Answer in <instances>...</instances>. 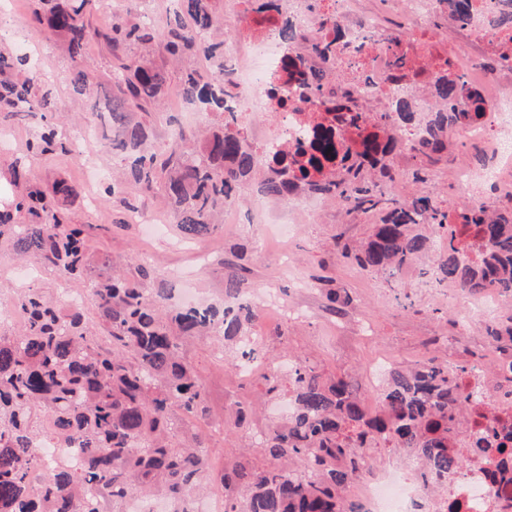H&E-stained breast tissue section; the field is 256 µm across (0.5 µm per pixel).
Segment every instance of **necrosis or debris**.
Instances as JSON below:
<instances>
[{
    "instance_id": "1",
    "label": "necrosis or debris",
    "mask_w": 512,
    "mask_h": 512,
    "mask_svg": "<svg viewBox=\"0 0 512 512\" xmlns=\"http://www.w3.org/2000/svg\"><path fill=\"white\" fill-rule=\"evenodd\" d=\"M382 2L401 18L400 35L386 33L381 14L363 10L360 0H320L316 11L309 0H275L273 8L262 12L255 10L253 0H232L224 19L242 26L224 47V67L233 75L225 123L245 139L262 166L272 150L295 145L308 126L330 123L339 104L371 117L411 100L419 131L447 109L427 94L434 72L444 67L483 105L481 117L457 127L454 135L486 160L481 168L450 166L448 181L473 201H494L497 192L512 187V26L499 23L504 13L512 12V0H473L468 23L454 31L443 52L436 48L440 37L430 19L448 11L447 0ZM286 19L311 37L344 48L338 73L323 81L319 97L295 90L283 79L290 59L325 67L305 46L281 41L279 27ZM448 302L461 311L459 331L450 339L454 345L504 304L497 293L473 298L458 288L451 289ZM448 375L460 391L477 396L448 437L449 448L466 456V466L435 480L430 490L415 459L356 479L350 492L362 512H512V467L494 481L488 476L493 462L468 453L477 437L512 435V351L489 347L465 366L449 363Z\"/></svg>"
}]
</instances>
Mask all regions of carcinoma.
Segmentation results:
<instances>
[{"instance_id": "obj_1", "label": "carcinoma", "mask_w": 512, "mask_h": 512, "mask_svg": "<svg viewBox=\"0 0 512 512\" xmlns=\"http://www.w3.org/2000/svg\"><path fill=\"white\" fill-rule=\"evenodd\" d=\"M92 0H40L33 20L59 39L71 59H82L89 42L101 44L114 58L112 81L101 96H89L90 79L81 69L71 78L72 92L88 108L106 117L112 147L124 154L128 177L114 179L105 193L137 198L159 191L171 204L176 223L188 234L205 235L217 227L224 203L237 199L243 184L259 169L245 142L228 129L201 137L180 129L176 148L160 153L148 148L149 118L164 98L167 76L129 47H158L176 62L206 57V73L188 68L179 90L182 100L221 117L230 83L224 71V41L215 0H177L162 24L149 26L126 9L127 18L102 25L92 21ZM471 0H450L451 18L463 23ZM283 37L308 44L310 53L330 61L337 52L283 20ZM291 79L313 92L322 75L295 66ZM432 96L456 102L463 89L448 74L434 77ZM51 89L28 69V59L10 48L0 50V125L24 113L53 111ZM338 105L336 131L347 125L356 138L344 140L329 129L316 133L313 153H277L268 164L266 194L284 198L301 187L339 198L351 210L381 211V223L353 254L370 272L395 276L432 251V241L418 232L424 224H448V214L434 192L423 187L401 201L364 173L376 170L387 181L385 156L395 146L388 132L413 124L406 103L386 113L390 123L358 125L359 115L345 117ZM472 112L439 116L414 142L424 164L412 171L426 183V165L445 158L448 126L475 119ZM32 154L71 153L55 125L40 127L27 146ZM14 210L0 211V246L32 259L72 280L90 279L101 333L90 330L85 310L66 308L44 292L20 290L15 304L27 321L13 336L0 334V512H125L132 497L163 495L187 512L186 500L218 480L224 488V512H359L346 489L368 470L365 449L382 438L390 450L409 449L422 458L430 476L454 464L448 456V429L470 402L455 391L448 365L429 360L393 373L380 392L381 411L371 415L343 378L326 380L297 360L288 372L296 410L286 424L268 428L260 448L269 464L253 470L239 463L213 479L208 474L205 438L173 422L179 406L206 417L205 397L195 367L185 358L186 345L199 337L233 340L237 360L255 355L258 343L245 328L254 317L246 306L230 315L224 304L207 308L165 302L173 285L152 264L142 261L133 276H90L94 256L85 226L74 224L60 203L80 194L65 179L44 188L12 171ZM458 221L475 226L485 252L471 264L462 258L461 242L446 229L447 243L426 271L436 285L451 283L469 294L492 290L512 299V214L490 211L484 203L458 207ZM53 439L73 444L83 457L72 468L42 456L36 443Z\"/></svg>"}]
</instances>
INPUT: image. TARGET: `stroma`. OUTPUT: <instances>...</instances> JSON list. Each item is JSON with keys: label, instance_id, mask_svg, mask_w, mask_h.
<instances>
[{"label": "stroma", "instance_id": "35a3bbf8", "mask_svg": "<svg viewBox=\"0 0 512 512\" xmlns=\"http://www.w3.org/2000/svg\"><path fill=\"white\" fill-rule=\"evenodd\" d=\"M33 0H15L13 19L18 31L34 46L32 60L44 68L55 95L54 117L61 137L84 132L92 139L91 155L109 170H119L120 154L107 147L100 121L91 120L84 98L75 96L70 80L75 69L85 70L94 89L107 85L112 76L113 59L102 46L90 44L81 62H73L60 42L31 19ZM164 68L168 86L164 110L155 115L151 141L167 150V132L173 120L187 129L212 132L221 122L213 116L191 117L176 112L178 78L182 67L163 52L153 56ZM28 159L32 178L43 185L65 178L80 185V195L69 205L75 221L89 225L88 244L94 254H107L116 273L133 274L139 256L149 254L154 265L171 277L176 287L197 288L201 295L223 297L229 273L238 274L245 288L256 294L274 295L280 300H301L314 306L315 312L304 322L269 323L263 329L259 354L271 366H278L285 354L299 357L324 376H345L356 389H363L362 369L380 352L396 357L402 367H411L441 353L434 337L447 335L454 313L436 285H423L411 272L401 279L363 270L343 258V246H356L381 220L377 213H354L348 205L322 201L318 223L297 225L289 241L287 261L263 256L253 235L238 231L236 225H220L211 235L200 239L183 238L176 224H168L157 236L146 238L138 225L127 223V213L118 199L104 197L101 188L85 189L80 159L54 154ZM339 301L330 304L329 292ZM409 296L412 306L397 305L400 296ZM218 344L212 339L191 342L186 358L195 366L205 392L208 414L197 419L181 409H173L174 422L183 429L207 437L212 448V472L248 459L252 465L265 462L253 448L255 435L269 428L273 420L266 407L288 400L290 388L267 394L264 380L235 378L229 361L217 359ZM252 408L249 423L236 428L233 417L238 408Z\"/></svg>", "mask_w": 512, "mask_h": 512}]
</instances>
